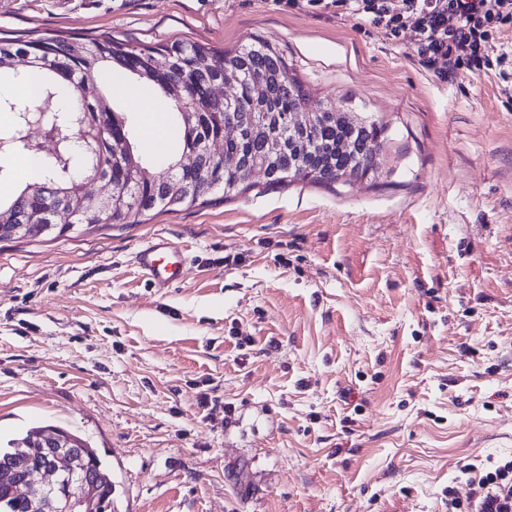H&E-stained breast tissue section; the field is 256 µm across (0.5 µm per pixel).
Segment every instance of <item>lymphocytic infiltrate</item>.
<instances>
[{
	"label": "lymphocytic infiltrate",
	"mask_w": 512,
	"mask_h": 512,
	"mask_svg": "<svg viewBox=\"0 0 512 512\" xmlns=\"http://www.w3.org/2000/svg\"><path fill=\"white\" fill-rule=\"evenodd\" d=\"M282 11L315 17L346 16L384 30L388 39L409 35L420 65L445 80L460 69L497 71L507 77L512 52L500 41L512 29V0H272ZM465 500L451 498L455 512H512V457L470 479Z\"/></svg>",
	"instance_id": "f902f5d3"
}]
</instances>
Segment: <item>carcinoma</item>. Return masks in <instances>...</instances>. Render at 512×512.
<instances>
[{
	"mask_svg": "<svg viewBox=\"0 0 512 512\" xmlns=\"http://www.w3.org/2000/svg\"><path fill=\"white\" fill-rule=\"evenodd\" d=\"M115 66L137 76L145 89L159 90L170 99L181 119L182 152L197 153L195 168L162 179L144 178L129 131L110 136L113 127L125 123L104 97L77 96L67 106L53 103L51 110L62 124L83 120L98 130V154L82 148L71 156L70 167H79L89 177H107L102 185L112 204L104 209L93 197L78 193L54 160L46 159L41 181L0 206V242L18 238L11 232L14 224L30 225L31 239L57 238L77 225H127L152 212L188 210L207 194L224 197L249 190L256 171L264 175L266 186L277 188L296 180L350 184L380 169L388 125L361 115L350 99L340 111L333 105L322 107L309 126L293 125L294 113L309 111V93L286 57L263 40L226 52L183 40L132 46L110 34L75 40L49 35L0 38V74L23 79L30 71H39L42 105L48 93L60 92L50 75L72 88L96 85ZM224 83L234 85L235 94L210 99L211 88ZM214 139L224 141V152L237 158L236 166L227 167L211 156L207 146ZM56 207L74 213L70 224L58 227V219L49 218ZM47 430L34 427L9 440L7 449H0V472L28 471L35 441ZM55 431L70 438L82 469L96 485L95 512H112V477L97 451L78 435L58 427ZM5 492L0 485V512H27L23 498L14 495L7 500Z\"/></svg>",
	"mask_w": 512,
	"mask_h": 512,
	"instance_id": "carcinoma-1",
	"label": "carcinoma"
}]
</instances>
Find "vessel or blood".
I'll list each match as a JSON object with an SVG mask.
<instances>
[{
    "mask_svg": "<svg viewBox=\"0 0 512 512\" xmlns=\"http://www.w3.org/2000/svg\"><path fill=\"white\" fill-rule=\"evenodd\" d=\"M135 263L151 286L162 292L182 282L187 252L180 243L159 235L136 252Z\"/></svg>",
    "mask_w": 512,
    "mask_h": 512,
    "instance_id": "obj_1",
    "label": "vessel or blood"
}]
</instances>
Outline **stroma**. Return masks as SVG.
I'll return each mask as SVG.
<instances>
[{"label":"stroma","mask_w":512,"mask_h":512,"mask_svg":"<svg viewBox=\"0 0 512 512\" xmlns=\"http://www.w3.org/2000/svg\"><path fill=\"white\" fill-rule=\"evenodd\" d=\"M109 34L287 57L310 107L389 127L375 177L296 181L126 226L0 242V439L57 426L112 512H448L512 456V80L270 0H0V36ZM113 69L97 91L159 171ZM189 252L156 293L153 235ZM234 263H225V256ZM209 403L200 406L198 396ZM47 430H55L64 437L70 438V448H77L78 455L81 456L82 469L91 476L98 491L95 511L91 512H112V477L106 465L97 451L86 440L61 428L53 426L34 427L28 430L25 435L9 440L7 443L9 449H0L1 474L14 469L19 472L28 471L31 467L32 452L36 448L35 441Z\"/></svg>","instance_id":"obj_1"}]
</instances>
